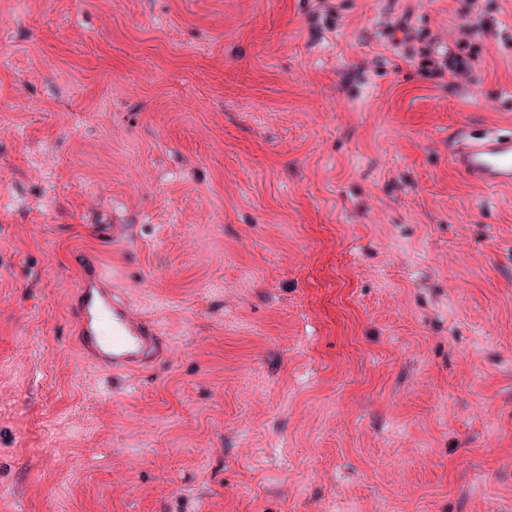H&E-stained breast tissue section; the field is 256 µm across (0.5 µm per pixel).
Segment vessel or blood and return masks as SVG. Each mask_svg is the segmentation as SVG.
Segmentation results:
<instances>
[{
    "mask_svg": "<svg viewBox=\"0 0 512 512\" xmlns=\"http://www.w3.org/2000/svg\"><path fill=\"white\" fill-rule=\"evenodd\" d=\"M450 160L468 177L489 188L512 185V131H491L461 138ZM78 290L83 304L74 315L81 350L98 367L120 371L151 365L161 356L162 330L150 319H131L129 303L119 296L114 279L91 261Z\"/></svg>",
    "mask_w": 512,
    "mask_h": 512,
    "instance_id": "1",
    "label": "vessel or blood"
}]
</instances>
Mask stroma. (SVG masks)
Here are the masks:
<instances>
[{"mask_svg": "<svg viewBox=\"0 0 512 512\" xmlns=\"http://www.w3.org/2000/svg\"><path fill=\"white\" fill-rule=\"evenodd\" d=\"M334 3L0 0V512H512V193L449 160L512 0ZM94 256L158 364L82 354ZM410 19V14L406 13L405 18L385 26V35L397 59L416 64L420 70L439 77L473 72V64L478 56L468 36L479 35L484 20L478 19L475 23L461 26V36L453 41L451 48L449 44L444 47L434 44L426 33L410 24ZM398 32L402 33L401 38L397 36Z\"/></svg>", "mask_w": 512, "mask_h": 512, "instance_id": "1", "label": "stroma"}]
</instances>
